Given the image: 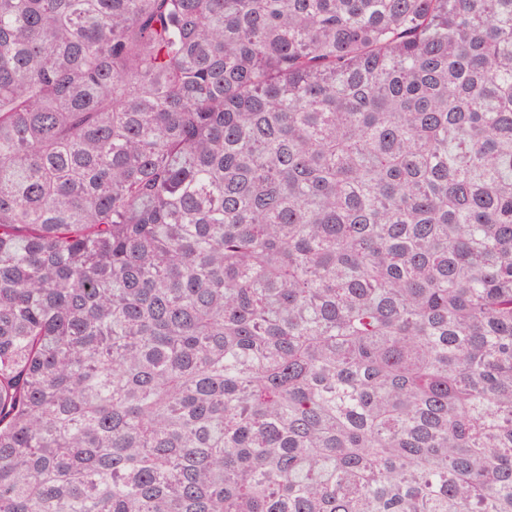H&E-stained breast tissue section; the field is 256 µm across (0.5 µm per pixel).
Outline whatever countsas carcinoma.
<instances>
[{
  "instance_id": "1",
  "label": "carcinoma",
  "mask_w": 512,
  "mask_h": 512,
  "mask_svg": "<svg viewBox=\"0 0 512 512\" xmlns=\"http://www.w3.org/2000/svg\"><path fill=\"white\" fill-rule=\"evenodd\" d=\"M0 512H512V0H0Z\"/></svg>"
}]
</instances>
